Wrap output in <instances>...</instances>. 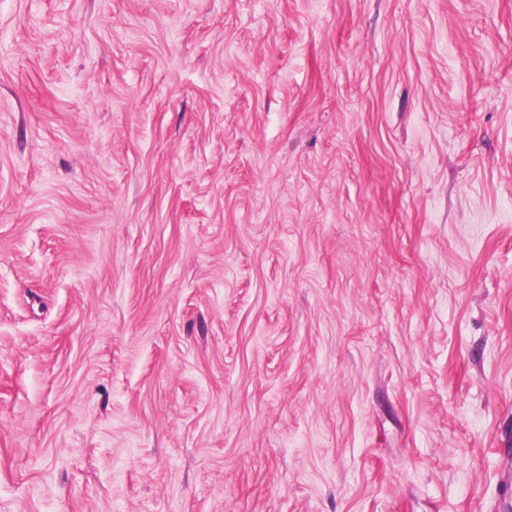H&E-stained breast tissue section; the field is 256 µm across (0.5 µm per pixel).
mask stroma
Masks as SVG:
<instances>
[{"label":"stroma","instance_id":"stroma-1","mask_svg":"<svg viewBox=\"0 0 512 512\" xmlns=\"http://www.w3.org/2000/svg\"><path fill=\"white\" fill-rule=\"evenodd\" d=\"M0 512H512V0H0Z\"/></svg>","mask_w":512,"mask_h":512}]
</instances>
